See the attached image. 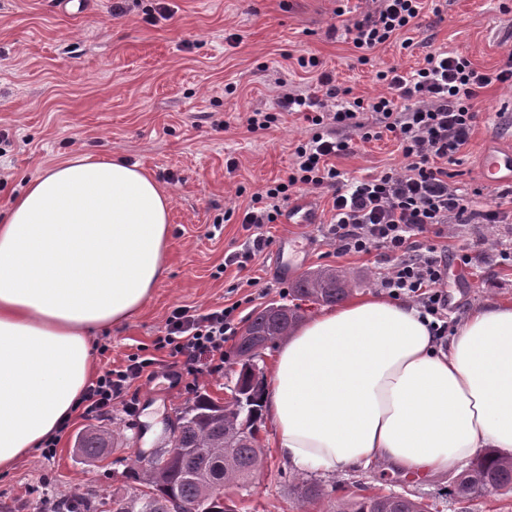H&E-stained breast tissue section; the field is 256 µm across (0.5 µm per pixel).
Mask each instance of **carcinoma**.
Listing matches in <instances>:
<instances>
[{
    "label": "carcinoma",
    "mask_w": 512,
    "mask_h": 512,
    "mask_svg": "<svg viewBox=\"0 0 512 512\" xmlns=\"http://www.w3.org/2000/svg\"><path fill=\"white\" fill-rule=\"evenodd\" d=\"M351 292L349 276L339 269L308 272L291 288L293 299L325 305L338 304ZM301 319L297 304H270L251 316L237 342L240 369L231 398L221 403L200 394L184 406L173 435L174 447L184 452L139 466L136 485L112 490V512H168L173 498L187 512H238L234 501L221 503L212 482L245 491L254 487L264 461L257 438L264 379L257 360L262 350L288 336ZM111 446L112 434L106 431L86 432L77 439V450L91 461ZM297 492L304 502L325 496L322 486L312 481L301 482ZM452 492L460 502L512 492V460L499 457L492 449L485 452L457 475ZM428 509L422 501L395 492L360 495L336 505V512ZM57 512H97V508L77 494L59 501Z\"/></svg>",
    "instance_id": "cac0c4a2"
}]
</instances>
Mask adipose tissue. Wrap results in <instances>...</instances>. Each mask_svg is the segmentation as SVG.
<instances>
[{
  "instance_id": "adipose-tissue-1",
  "label": "adipose tissue",
  "mask_w": 512,
  "mask_h": 512,
  "mask_svg": "<svg viewBox=\"0 0 512 512\" xmlns=\"http://www.w3.org/2000/svg\"><path fill=\"white\" fill-rule=\"evenodd\" d=\"M169 206L138 166L82 155L0 210V472L71 418L95 373L94 334L165 278ZM264 416L301 472L381 462L431 475L483 448L512 457V305L471 311L444 350L408 302L321 310L275 353Z\"/></svg>"
}]
</instances>
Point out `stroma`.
<instances>
[{"instance_id":"1","label":"stroma","mask_w":512,"mask_h":512,"mask_svg":"<svg viewBox=\"0 0 512 512\" xmlns=\"http://www.w3.org/2000/svg\"><path fill=\"white\" fill-rule=\"evenodd\" d=\"M113 0H84L77 14L56 0H0V209L24 180L48 165L77 154L139 165L171 199L168 273L150 301L121 328L96 336L105 360L123 363L145 348L153 351L165 319L177 305L217 307L239 302L238 316L272 303H290L289 290L306 272L342 268L353 296L382 295L377 285L384 264L377 254H337L323 236L332 199L318 190L300 199L314 217L310 224L267 225L269 245L246 269L230 265L250 233L238 215L253 193L283 177L298 140L306 135L301 116L283 114L264 132L243 125L248 111L274 109L269 78L287 73L308 85L298 58L318 57L351 97L380 93L378 71H409L435 50L458 51L479 69L501 66L512 49V0H427L419 29L408 41L368 52L354 48L341 31L336 0H126V12L112 14ZM482 117L453 181L472 195V206H495L501 188L482 185L476 166L492 142L512 144V89L488 87ZM351 176L399 169L405 160L389 135L358 143L351 154L332 160ZM512 239L501 224H459L437 238L450 259L448 323L488 301L512 302V266L496 258L460 268L456 256L472 240ZM258 278L248 287V278ZM136 411L114 409L105 419L73 417L53 457L31 449L16 466L0 473V512H42L44 499L73 493L92 500L134 483L136 460L168 447L180 408L188 402L182 385L163 372L135 391ZM113 432L112 448L95 461L76 449L88 430ZM264 468L249 495L238 497L239 512H333L337 500L360 494L410 493L430 512H512V493L462 504L451 494V475L415 478L380 464L336 475L312 474L324 498L302 502L296 486L304 478L283 459L268 427L258 433Z\"/></svg>"}]
</instances>
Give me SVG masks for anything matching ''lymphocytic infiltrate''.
<instances>
[{
  "label": "lymphocytic infiltrate",
  "instance_id": "lymphocytic-infiltrate-1",
  "mask_svg": "<svg viewBox=\"0 0 512 512\" xmlns=\"http://www.w3.org/2000/svg\"><path fill=\"white\" fill-rule=\"evenodd\" d=\"M424 0H370L363 19L347 25L355 48L371 50L417 26ZM301 68L314 74L304 89L277 74L275 110L254 108L247 117L250 132L271 129L283 112L303 116L311 127L293 152L286 177L268 184L251 197L241 222L253 235L244 252L232 256L246 268L269 243L266 225L276 223L293 196L305 190L332 195L333 216L324 235L337 253L380 252L389 264L379 281L399 299L416 302L430 320L435 338L448 334V257L436 245L424 244L423 234L442 236L448 225L477 220L503 224L512 213L495 207L473 209L466 193L450 179L448 168L460 162L479 119L478 101L493 84L512 86V50L494 71H480L457 51L428 53L410 72L392 66L377 72L384 94L364 101L350 98L316 57H302ZM370 139L389 133L398 141L407 164L350 180L332 166L331 158L353 152L351 131ZM238 303L201 309L175 307L167 316L155 354L133 353L124 364H104L75 405L80 417L107 418L114 407L131 411L130 390L157 374L159 351H167L186 392L199 381L224 369V347L238 333Z\"/></svg>",
  "mask_w": 512,
  "mask_h": 512
}]
</instances>
